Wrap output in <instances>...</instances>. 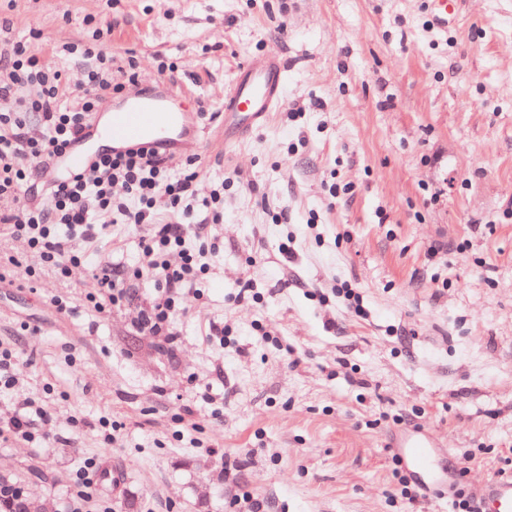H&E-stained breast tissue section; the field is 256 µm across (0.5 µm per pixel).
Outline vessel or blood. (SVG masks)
I'll return each instance as SVG.
<instances>
[{
  "mask_svg": "<svg viewBox=\"0 0 512 512\" xmlns=\"http://www.w3.org/2000/svg\"><path fill=\"white\" fill-rule=\"evenodd\" d=\"M460 0H428L432 21L444 27L449 16L459 13ZM283 57L270 53L251 57L243 64L224 95V139L231 142L244 132L264 123L284 100ZM184 91L166 82L122 96L113 103L105 119H94L90 133L55 164L58 178L81 172L89 165L93 145L108 140L113 150L138 147L163 149L179 157L205 141V127L197 110L187 109ZM391 448L417 476L431 477L434 469V444L420 431L397 432ZM482 504L494 512H512V480L494 479L478 492Z\"/></svg>",
  "mask_w": 512,
  "mask_h": 512,
  "instance_id": "b4317fda",
  "label": "vessel or blood"
}]
</instances>
